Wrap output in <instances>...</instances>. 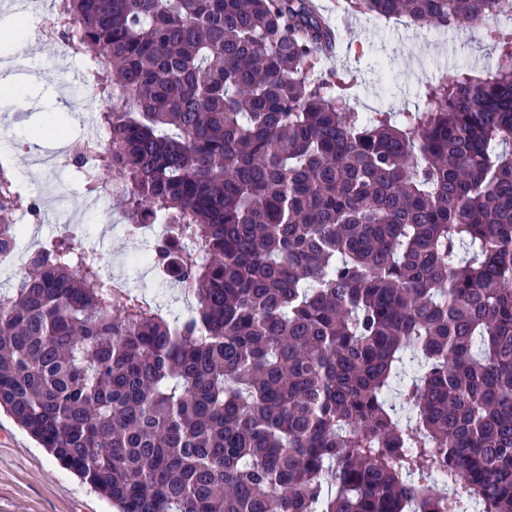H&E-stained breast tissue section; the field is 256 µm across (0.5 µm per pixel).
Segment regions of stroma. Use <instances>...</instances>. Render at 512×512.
<instances>
[{
    "mask_svg": "<svg viewBox=\"0 0 512 512\" xmlns=\"http://www.w3.org/2000/svg\"><path fill=\"white\" fill-rule=\"evenodd\" d=\"M317 2L326 15L337 17L336 0ZM337 19L342 39L336 56L326 60L325 65L349 70L355 90L351 105L357 112L377 108L414 110L422 100L425 81L451 78L463 66L486 71L495 62L491 46L475 39L467 28L417 29L399 20L368 14ZM81 67L80 58L63 57L57 45L40 43L35 70L22 78L19 96L0 92V128L13 136L12 144L0 153L13 171L18 191L41 203V215L19 218L20 223L30 226L36 240L67 229L74 231L75 243L98 251L107 273L124 276L128 285L138 289L153 281L156 273L126 264L131 244L110 227L112 220L123 216L119 197L109 192L87 194L85 176L73 166L46 183L33 180L37 156L54 152L68 139L83 135L80 114H96L106 106L103 92L87 98L83 85L62 86L61 71ZM21 98L26 101L22 109L17 106ZM53 112L59 117L58 131L47 135L40 146H30L29 136L43 128L47 115ZM62 193L77 206L78 213L68 224L48 223L45 210ZM0 512H116V508L61 467L45 448L1 412Z\"/></svg>",
    "mask_w": 512,
    "mask_h": 512,
    "instance_id": "1",
    "label": "stroma"
}]
</instances>
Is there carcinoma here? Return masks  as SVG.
Here are the masks:
<instances>
[{"instance_id":"carcinoma-1","label":"carcinoma","mask_w":512,"mask_h":512,"mask_svg":"<svg viewBox=\"0 0 512 512\" xmlns=\"http://www.w3.org/2000/svg\"><path fill=\"white\" fill-rule=\"evenodd\" d=\"M498 0H345L478 27L494 70L351 111L315 0H63L109 105L96 169L194 306L66 238L0 299V409L119 512H512V30ZM40 212L0 165V255ZM167 294L160 302H155L164 310V316L174 319L185 314L191 306V300L186 299L174 283L167 286Z\"/></svg>"}]
</instances>
